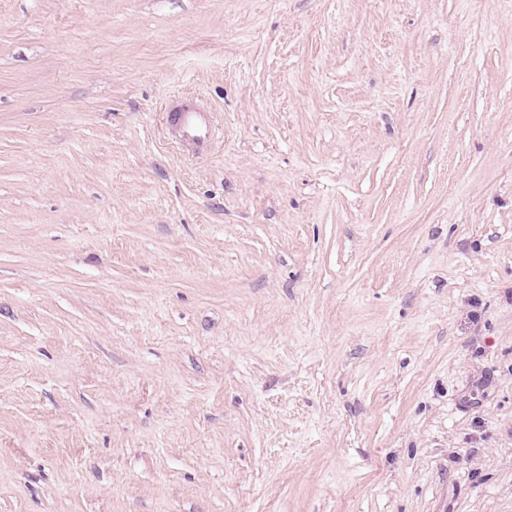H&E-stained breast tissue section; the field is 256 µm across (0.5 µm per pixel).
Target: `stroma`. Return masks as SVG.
I'll return each instance as SVG.
<instances>
[{"label":"stroma","instance_id":"35a3bbf8","mask_svg":"<svg viewBox=\"0 0 512 512\" xmlns=\"http://www.w3.org/2000/svg\"><path fill=\"white\" fill-rule=\"evenodd\" d=\"M0 512H512V0H0ZM174 123L183 135L194 144L203 143L209 135V126L203 112L185 106L173 115Z\"/></svg>","mask_w":512,"mask_h":512}]
</instances>
